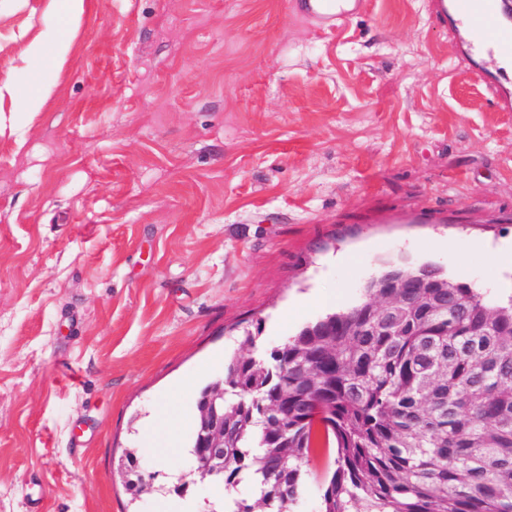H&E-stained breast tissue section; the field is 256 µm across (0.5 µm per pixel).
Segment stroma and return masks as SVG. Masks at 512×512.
<instances>
[{
    "mask_svg": "<svg viewBox=\"0 0 512 512\" xmlns=\"http://www.w3.org/2000/svg\"><path fill=\"white\" fill-rule=\"evenodd\" d=\"M51 0H0V512H153V411H196L238 356L365 301L394 267L500 296L512 112L429 0L325 32L299 0H86L63 70ZM255 338L244 346L245 334ZM192 380L194 390L175 395ZM319 449L291 512H321ZM145 476L129 490L125 467Z\"/></svg>",
    "mask_w": 512,
    "mask_h": 512,
    "instance_id": "1",
    "label": "stroma"
}]
</instances>
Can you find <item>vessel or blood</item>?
I'll return each instance as SVG.
<instances>
[{
    "label": "vessel or blood",
    "mask_w": 512,
    "mask_h": 512,
    "mask_svg": "<svg viewBox=\"0 0 512 512\" xmlns=\"http://www.w3.org/2000/svg\"><path fill=\"white\" fill-rule=\"evenodd\" d=\"M364 4L365 0H304V15L323 29L337 30ZM430 16L464 29V55L472 75L490 90L499 111L512 112V87L504 82L495 59L502 38L512 36V0H498L494 6L481 5L479 0H432Z\"/></svg>",
    "instance_id": "obj_1"
}]
</instances>
